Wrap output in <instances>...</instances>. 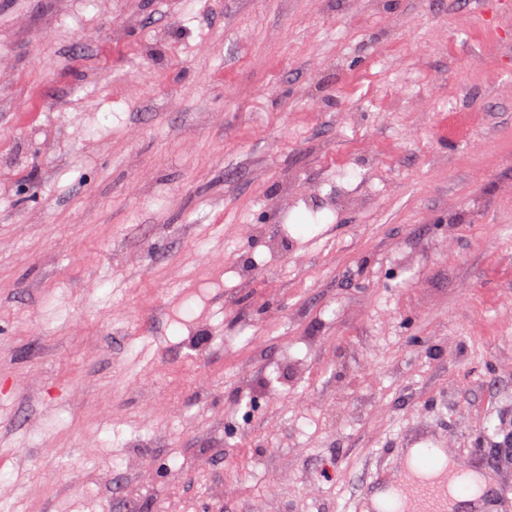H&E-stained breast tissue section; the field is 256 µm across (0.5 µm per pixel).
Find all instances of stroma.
<instances>
[{
    "label": "stroma",
    "instance_id": "stroma-1",
    "mask_svg": "<svg viewBox=\"0 0 512 512\" xmlns=\"http://www.w3.org/2000/svg\"><path fill=\"white\" fill-rule=\"evenodd\" d=\"M0 0V512H356L410 435L512 512V10Z\"/></svg>",
    "mask_w": 512,
    "mask_h": 512
}]
</instances>
